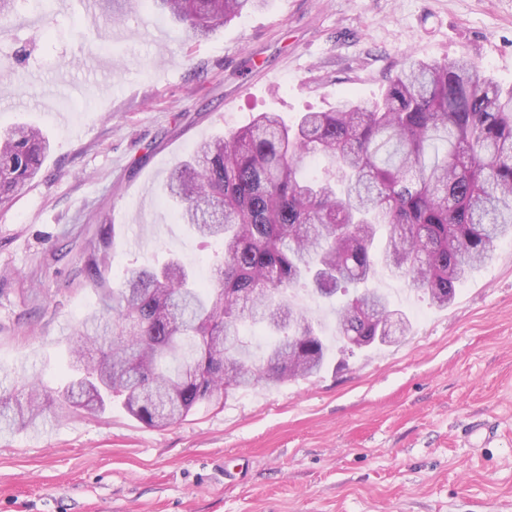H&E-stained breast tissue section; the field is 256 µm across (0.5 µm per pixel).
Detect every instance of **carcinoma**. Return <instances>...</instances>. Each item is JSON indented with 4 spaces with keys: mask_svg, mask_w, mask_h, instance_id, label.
Wrapping results in <instances>:
<instances>
[{
    "mask_svg": "<svg viewBox=\"0 0 512 512\" xmlns=\"http://www.w3.org/2000/svg\"><path fill=\"white\" fill-rule=\"evenodd\" d=\"M265 0H146L195 36H208ZM49 150L40 130L0 131V203L32 181ZM326 160L309 176L304 160ZM178 220L222 243L208 281L180 259L126 269L106 287L110 236L101 225L83 255L102 291L112 337L78 332L63 394L69 407L99 412L120 400L152 428L171 425L229 390L308 378L330 346L321 323L296 308L307 285L332 297L336 348L383 344L402 316L370 286L383 265L438 307L512 234V89L503 90L462 56L449 63L409 60L385 97L362 107L345 97L330 112H306L293 127L265 112L230 134L201 142L165 186ZM250 320L272 342L256 355L241 335ZM99 357L82 362L84 344ZM49 391L26 380L0 392V430L35 427Z\"/></svg>",
    "mask_w": 512,
    "mask_h": 512,
    "instance_id": "1",
    "label": "carcinoma"
}]
</instances>
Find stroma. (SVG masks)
I'll use <instances>...</instances> for the list:
<instances>
[{
	"instance_id": "1",
	"label": "stroma",
	"mask_w": 512,
	"mask_h": 512,
	"mask_svg": "<svg viewBox=\"0 0 512 512\" xmlns=\"http://www.w3.org/2000/svg\"><path fill=\"white\" fill-rule=\"evenodd\" d=\"M461 56L512 87V0H267L206 38L144 6L20 0L0 22V129L38 126L51 151L0 205V390L35 375L52 416L0 432V512H512L510 237L445 308L381 271L409 332L331 352L316 376L161 430L117 402L69 413L62 396L66 344L100 309L81 262L99 225L114 227L109 287L172 257L210 274L221 244L164 190L198 142L345 95L367 107L406 58Z\"/></svg>"
}]
</instances>
